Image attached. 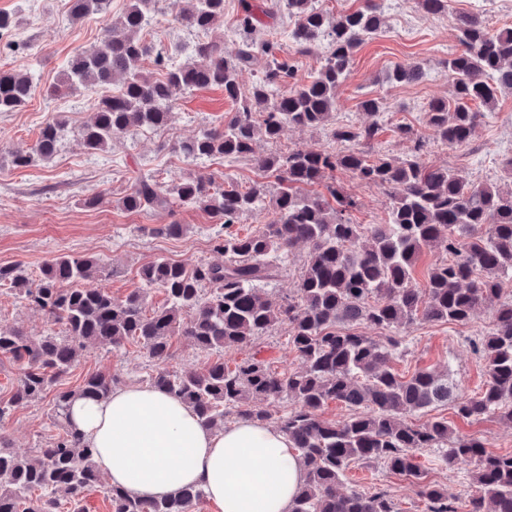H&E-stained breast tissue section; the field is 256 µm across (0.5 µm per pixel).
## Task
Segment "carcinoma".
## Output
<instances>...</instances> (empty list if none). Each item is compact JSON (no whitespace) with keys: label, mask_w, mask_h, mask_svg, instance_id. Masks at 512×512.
Here are the masks:
<instances>
[{"label":"carcinoma","mask_w":512,"mask_h":512,"mask_svg":"<svg viewBox=\"0 0 512 512\" xmlns=\"http://www.w3.org/2000/svg\"><path fill=\"white\" fill-rule=\"evenodd\" d=\"M153 2L128 0L119 18L102 28L97 43L67 62L54 87L58 94L104 91L91 102L84 148L103 152L131 128L165 126L175 89L221 86L235 105L224 125L178 142L172 150L191 159L251 161L277 180L278 190L269 198L266 183L257 181L244 190L226 175L190 174L174 185L139 176L118 204L131 212H168L176 205L206 212L225 229L211 240L224 262L188 267L155 259L140 269L144 287L120 299L104 288L82 287L103 272L91 256L59 255L35 275L20 263L0 264V287L63 327L61 336L40 337L0 328V355L18 370L16 386L0 405V419L42 398L92 345L119 349L132 339L150 358L163 360L175 336L197 350L220 353L250 347L273 327L285 326L302 361L298 371L275 372L254 354L232 369L217 358L200 369L152 373L144 382L166 390L216 432L224 430L229 414L267 421L265 412L251 406L254 400H293L295 406L276 419V428L288 436L305 468L290 512H396L384 487L369 493L339 491L351 465L373 461L412 478L427 512H459L456 495L425 480L415 461V451L422 448L443 449L450 468L459 462L473 465L468 512H512V453L489 452L483 439L454 433L442 418L421 424L402 420L405 414L450 405L464 419L512 422V298L501 300L500 282L512 277V188L476 184L446 167L426 165L425 142L418 137L414 154L401 159L380 155L371 160L356 149L255 153L259 134L277 141L292 127L329 125L357 49L384 23L380 0H365L364 6L332 18L315 0H263L259 5L240 0L237 27L244 38L234 59L224 56L220 35L195 43L176 65L156 54V66L165 71L161 78L140 68L152 52L143 32ZM187 2L175 17L185 29L213 31L224 21V0ZM109 6L110 0H69V14L76 21L103 14ZM282 10L293 20L295 53L325 48L319 70L304 83L294 82L293 65L277 57V42L256 34L259 15L274 20ZM455 28L459 49L444 61L455 76L453 98L430 101L425 118L436 140L459 147L473 139L483 117L480 108H494L498 93L512 90V25L492 30L481 15L469 13L456 16ZM260 57L266 58V68L245 92L238 75ZM423 77L424 68L415 62L399 64L390 73L399 84ZM118 79L119 92L106 93ZM33 92L27 74L0 72V112L20 109ZM377 131L372 123L334 126L330 134L337 142L351 143L369 141ZM64 132L61 119H47L30 150L10 152L12 164L22 168L52 158ZM338 168L387 190L385 223L351 222L349 211L356 202L332 180ZM313 185L324 186L327 194L305 191ZM262 210L271 218L258 230L245 236L226 232L242 216ZM301 243L309 245V253L297 298L261 296L259 285L278 277L284 260ZM434 245L442 246L446 257L430 269L422 292L413 285V271L422 250ZM153 287L164 291L167 304L150 309L147 289ZM488 304L493 306L492 327L473 342L485 362L481 393L462 392L448 373L418 369L402 377L389 366L401 345V330L417 322H465ZM364 327L384 335L369 336ZM115 383L92 373L77 389L58 390L53 413L62 433L32 458L11 451L0 436V512H61L60 492L71 512H84L89 493L100 487L111 512H192L204 497L199 488L141 501L119 486H102L94 450L69 421L68 408L77 398H107ZM330 402L344 405L350 416L340 423L322 419L319 411Z\"/></svg>","instance_id":"1"}]
</instances>
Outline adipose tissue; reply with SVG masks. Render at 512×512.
<instances>
[{"label":"adipose tissue","mask_w":512,"mask_h":512,"mask_svg":"<svg viewBox=\"0 0 512 512\" xmlns=\"http://www.w3.org/2000/svg\"><path fill=\"white\" fill-rule=\"evenodd\" d=\"M69 416L101 472L136 499L196 487L221 512H290L305 476L286 434L248 420L210 430L191 409L147 385L76 400Z\"/></svg>","instance_id":"ef3b65f1"}]
</instances>
